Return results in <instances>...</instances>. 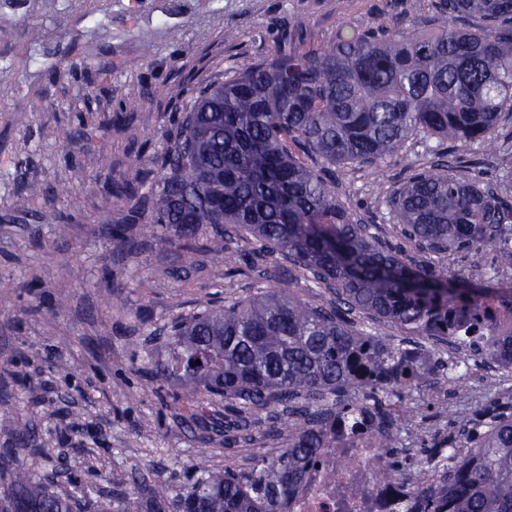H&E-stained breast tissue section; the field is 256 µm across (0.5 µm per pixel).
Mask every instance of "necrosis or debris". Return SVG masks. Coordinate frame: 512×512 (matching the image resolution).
<instances>
[{
  "instance_id": "1",
  "label": "necrosis or debris",
  "mask_w": 512,
  "mask_h": 512,
  "mask_svg": "<svg viewBox=\"0 0 512 512\" xmlns=\"http://www.w3.org/2000/svg\"><path fill=\"white\" fill-rule=\"evenodd\" d=\"M488 318L459 316L448 334V369L445 381L470 373L467 360L473 345L494 353L490 374L504 369L503 358L512 347V294L497 295L484 304ZM385 415L362 404L324 432L323 444L308 467L304 481L291 494L288 512H416V479L399 474L378 479L375 468L384 450L381 436L389 424L404 415L403 393L387 385L382 394Z\"/></svg>"
}]
</instances>
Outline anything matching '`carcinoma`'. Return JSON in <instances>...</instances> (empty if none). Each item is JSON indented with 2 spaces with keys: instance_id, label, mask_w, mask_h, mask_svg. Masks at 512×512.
I'll return each instance as SVG.
<instances>
[{
  "instance_id": "carcinoma-1",
  "label": "carcinoma",
  "mask_w": 512,
  "mask_h": 512,
  "mask_svg": "<svg viewBox=\"0 0 512 512\" xmlns=\"http://www.w3.org/2000/svg\"><path fill=\"white\" fill-rule=\"evenodd\" d=\"M436 10L446 21L430 34L403 19L307 47L304 34L284 30L271 56L199 88L150 191L123 186L136 201L126 222L150 213L145 230L175 228L174 248L195 250L223 230L216 251L229 268L253 238L336 294L325 305L269 290L206 307L171 326L168 357L157 365V376L181 384L172 401L189 419L205 420L209 402L224 400L236 415L227 433L246 429L254 409L284 406L277 418L288 448L238 474L204 470L172 496L157 484L83 502L11 466L30 440L19 429L0 461V512L17 495L35 512H286L336 415L361 396L384 411L369 388L390 374L388 347L357 333L348 315L361 311L441 341L448 306L478 312L499 293L455 275L448 259L464 251L477 266L491 253L512 269V195L499 191L512 170L459 174L442 145L490 146L502 114L512 112V0H438ZM470 18L482 26H460ZM415 136L441 149L385 203L400 235L427 253L422 260L369 235L336 195L346 168L380 171ZM463 432L466 447L445 468L448 510L431 482L420 488L418 512H512V397L490 398Z\"/></svg>"
}]
</instances>
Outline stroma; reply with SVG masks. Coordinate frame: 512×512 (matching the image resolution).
Masks as SVG:
<instances>
[{
	"label": "stroma",
	"mask_w": 512,
	"mask_h": 512,
	"mask_svg": "<svg viewBox=\"0 0 512 512\" xmlns=\"http://www.w3.org/2000/svg\"><path fill=\"white\" fill-rule=\"evenodd\" d=\"M125 2L22 0L0 12V448L31 428L34 444L14 466L93 498L131 491L138 472L178 491L199 468H248L281 454L286 441L268 411L228 445L213 428L223 400H212L205 427L163 404L176 385L154 374L161 344L175 321L256 291L333 297L277 254L228 270L209 242L178 251L139 224L128 227L130 248H113L129 208L114 179L150 184L152 161L197 89L270 54L284 28H302L319 46L341 28L389 26L402 14L441 25L436 0H214L182 5L169 20L155 15L157 0H141L154 19L144 27L129 23ZM494 140L458 151L460 172L512 166V117ZM435 145L416 137L384 173H345L337 195L370 235L397 243L385 193L429 165ZM511 384L475 373L449 385L447 406L425 404L421 387L406 400L420 417L447 414L453 433Z\"/></svg>",
	"instance_id": "35a3bbf8"
}]
</instances>
